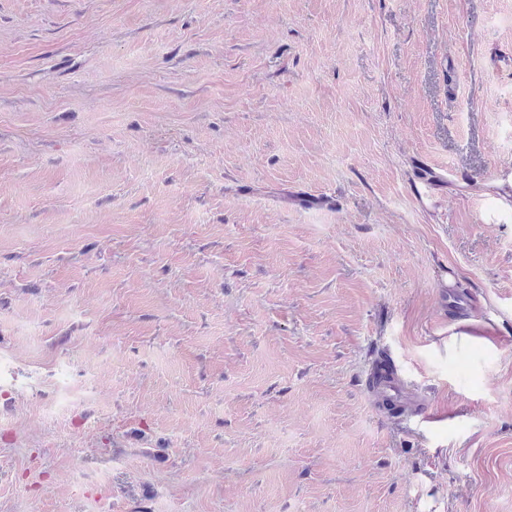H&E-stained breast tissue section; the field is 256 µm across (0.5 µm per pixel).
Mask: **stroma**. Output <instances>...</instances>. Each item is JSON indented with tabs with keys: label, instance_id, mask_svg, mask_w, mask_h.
I'll use <instances>...</instances> for the list:
<instances>
[{
	"label": "stroma",
	"instance_id": "obj_1",
	"mask_svg": "<svg viewBox=\"0 0 512 512\" xmlns=\"http://www.w3.org/2000/svg\"><path fill=\"white\" fill-rule=\"evenodd\" d=\"M0 512H512V0H0ZM374 379L371 385L372 392L381 401L399 402L404 407L422 408L419 395L413 389H410L402 380L381 371L377 375L373 373Z\"/></svg>",
	"mask_w": 512,
	"mask_h": 512
}]
</instances>
